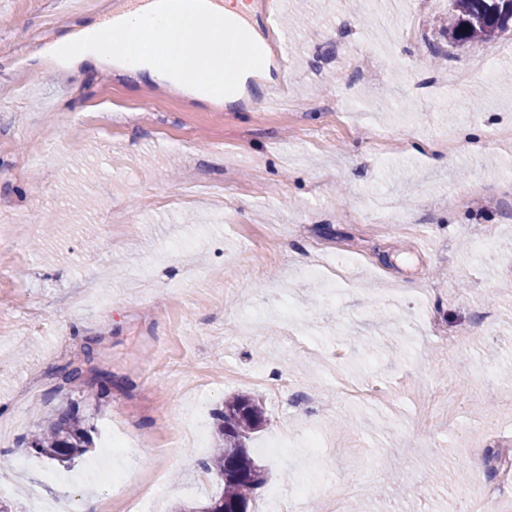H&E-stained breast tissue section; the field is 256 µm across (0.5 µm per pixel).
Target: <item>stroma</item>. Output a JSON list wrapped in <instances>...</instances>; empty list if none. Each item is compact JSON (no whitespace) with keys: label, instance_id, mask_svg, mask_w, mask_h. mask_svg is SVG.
<instances>
[{"label":"stroma","instance_id":"obj_1","mask_svg":"<svg viewBox=\"0 0 512 512\" xmlns=\"http://www.w3.org/2000/svg\"><path fill=\"white\" fill-rule=\"evenodd\" d=\"M117 5L0 0V456L26 455L62 409L93 439L68 465L0 469L11 512L29 487L53 502L67 487L76 507L98 495L101 512L205 503L222 488L198 469L214 433L180 430L231 393L265 405L248 443L269 472L253 512H274L273 489L329 512L340 486L360 512H460L465 493L511 476L512 24L452 47L435 24L449 0H274L288 104L265 110L252 102L278 82L270 64L227 102L43 54ZM386 27L399 67L359 78L355 58ZM380 199L416 233L381 222ZM120 216L136 231L111 229ZM319 250L362 260L332 306L297 274ZM282 300L295 325L237 334L242 312ZM89 338L114 380L104 399L59 376ZM258 367L266 384L247 378ZM284 373L289 408L272 397ZM340 376L397 391L351 403ZM110 426L129 444L111 461L120 481H83ZM309 428L324 440L314 459Z\"/></svg>","mask_w":512,"mask_h":512}]
</instances>
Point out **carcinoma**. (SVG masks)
<instances>
[{
	"label": "carcinoma",
	"instance_id": "1",
	"mask_svg": "<svg viewBox=\"0 0 512 512\" xmlns=\"http://www.w3.org/2000/svg\"><path fill=\"white\" fill-rule=\"evenodd\" d=\"M512 20V0H453L452 10L440 20L448 42L463 46L488 42L499 36ZM217 441L206 474L216 473L224 481L223 491L213 497L224 505L250 508L256 490L268 481V472L246 448V440L266 422L263 403L250 395L224 399V408L214 414ZM92 440L83 421L61 410L45 427L31 436L29 449L52 461L72 462L89 452Z\"/></svg>",
	"mask_w": 512,
	"mask_h": 512
}]
</instances>
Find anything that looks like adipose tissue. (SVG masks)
<instances>
[{"label":"adipose tissue","mask_w":512,"mask_h":512,"mask_svg":"<svg viewBox=\"0 0 512 512\" xmlns=\"http://www.w3.org/2000/svg\"><path fill=\"white\" fill-rule=\"evenodd\" d=\"M191 0H171L158 11L140 0L122 13V24L105 32L95 22L70 32L49 47L50 56L69 64L118 59L135 75H166L202 87L208 96L223 95L230 77L259 60L252 32L224 31L212 23L222 14L238 18L244 0H218L211 13H199Z\"/></svg>","instance_id":"obj_1"}]
</instances>
